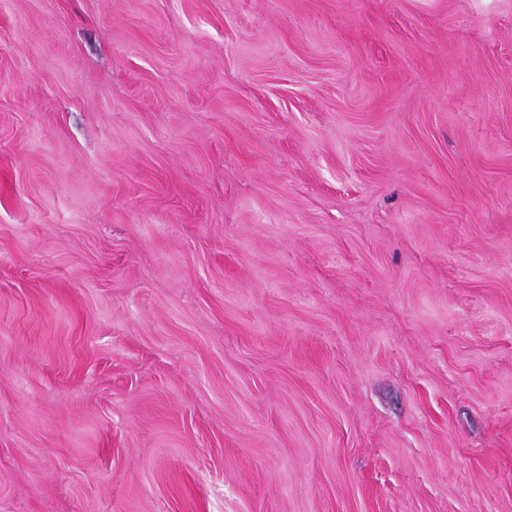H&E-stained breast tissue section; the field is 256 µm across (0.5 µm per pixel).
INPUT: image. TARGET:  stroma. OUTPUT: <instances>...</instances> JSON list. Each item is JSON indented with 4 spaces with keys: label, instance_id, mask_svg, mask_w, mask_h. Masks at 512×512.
I'll use <instances>...</instances> for the list:
<instances>
[{
    "label": "stroma",
    "instance_id": "1",
    "mask_svg": "<svg viewBox=\"0 0 512 512\" xmlns=\"http://www.w3.org/2000/svg\"><path fill=\"white\" fill-rule=\"evenodd\" d=\"M0 512H512V0H0Z\"/></svg>",
    "mask_w": 512,
    "mask_h": 512
}]
</instances>
